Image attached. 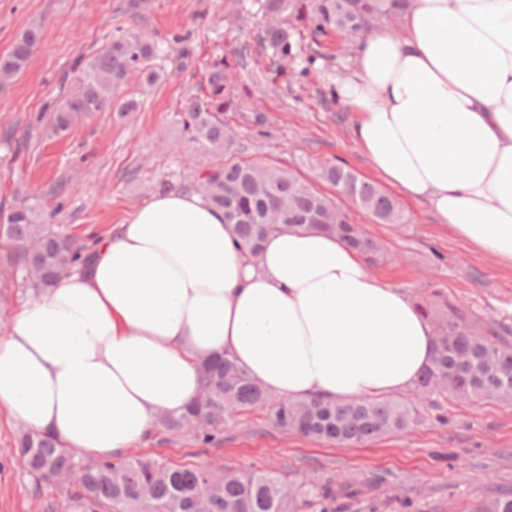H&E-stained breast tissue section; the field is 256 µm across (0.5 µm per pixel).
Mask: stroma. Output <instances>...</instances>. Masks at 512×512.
Wrapping results in <instances>:
<instances>
[{
	"instance_id": "stroma-1",
	"label": "stroma",
	"mask_w": 512,
	"mask_h": 512,
	"mask_svg": "<svg viewBox=\"0 0 512 512\" xmlns=\"http://www.w3.org/2000/svg\"><path fill=\"white\" fill-rule=\"evenodd\" d=\"M125 0H0V55L28 27L42 38L26 68L0 84V224L16 198L37 200L42 213L79 240L97 242L112 227L158 194L181 190L198 170L219 164L218 156L187 144L180 105L203 78L215 49L246 42L253 56L241 72L248 89L242 110L265 112L270 134L258 136L241 118L224 120L244 147L243 159L288 169L328 197L336 189L318 177L319 167L336 162L375 179L369 159L353 142L354 113L339 104L334 84L354 68L356 47L336 34L304 35L296 66L314 58L304 78L286 81L267 69L257 45V24L228 26L232 0H155L148 16L132 22ZM135 29L166 44L159 86L143 88L129 75L122 93L142 99L140 112L118 117L97 112L54 135L50 109L76 83L84 62L106 48L118 30ZM189 34L192 58L184 60L174 34ZM66 185L62 198L51 188ZM351 223L381 246L367 267L416 301L437 296L466 306L485 323L512 328V270L475 251L451 234L427 201L400 200L407 221L381 224L337 198ZM21 428L0 413V512H70L65 489L36 482L17 463L11 448ZM173 464L254 467L287 472L295 481L331 484L337 512H468L471 504L512 493V406L477 405L433 398L423 418L404 432L373 442L338 446L275 426L266 410L241 415L237 424L201 444L194 432L155 430L131 450Z\"/></svg>"
}]
</instances>
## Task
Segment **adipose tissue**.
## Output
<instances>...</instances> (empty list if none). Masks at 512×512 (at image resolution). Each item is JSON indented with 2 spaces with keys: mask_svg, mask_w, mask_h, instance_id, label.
<instances>
[{
  "mask_svg": "<svg viewBox=\"0 0 512 512\" xmlns=\"http://www.w3.org/2000/svg\"><path fill=\"white\" fill-rule=\"evenodd\" d=\"M401 24L367 34L336 86L353 138L386 183L512 269V0H411ZM434 337L337 236L284 228L254 258L201 194L171 192L22 308L0 337V409L117 459L186 412L206 358L281 397L349 401L412 387Z\"/></svg>",
  "mask_w": 512,
  "mask_h": 512,
  "instance_id": "ef3b65f1",
  "label": "adipose tissue"
}]
</instances>
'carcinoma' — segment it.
Listing matches in <instances>:
<instances>
[{
  "instance_id": "cac0c4a2",
  "label": "carcinoma",
  "mask_w": 512,
  "mask_h": 512,
  "mask_svg": "<svg viewBox=\"0 0 512 512\" xmlns=\"http://www.w3.org/2000/svg\"><path fill=\"white\" fill-rule=\"evenodd\" d=\"M409 0H259L263 18L259 43L272 51L268 70L279 73L296 56L304 32L327 35L366 33L376 24L400 23ZM153 0H126L125 13L145 17ZM41 39V30L30 27L0 56V84L11 81L27 65ZM246 42L231 51L213 55L205 63L204 79L197 92L181 104L183 129L194 142L224 155V165L200 171L188 187L200 193L234 225L239 245L258 257L267 235L279 226L300 230L318 228L343 239L366 256L379 251L374 239L348 221L336 223V205L312 190L290 172L247 163L236 156L235 142L227 137L224 113L239 110V91L233 76L250 55ZM161 45L133 30L91 58L78 85L59 106H54L55 133L67 131L76 118L111 109L136 112L141 102L114 98L132 73H139L147 87L164 78ZM320 177L336 187L356 206L383 224H402L404 214L393 197L349 168L322 166ZM13 244L9 265L23 275L34 292L53 287L66 271L89 264L92 253L71 235L39 219L38 205L23 200L15 205L3 225ZM435 330L430 365L414 384L415 400L385 397L339 403L313 398L293 402L275 397L229 357L201 362V388L187 414L165 416L158 425L181 431L193 421L198 432H208L236 422L247 410L265 406L279 427L319 441L358 445L402 432L421 417L420 406L437 393L478 404L495 400L512 403V345L502 339L505 326L485 327L464 309L448 302L443 308L421 307ZM13 455L37 481L75 475L68 484L73 512H300L307 501L299 499L285 476L275 470H248L222 474L154 458L137 457L119 462L102 460L90 468L48 435L24 431ZM471 512H512V494H500L472 504Z\"/></svg>"
}]
</instances>
